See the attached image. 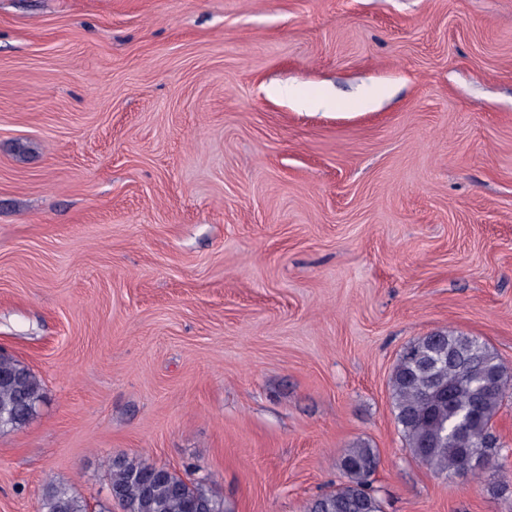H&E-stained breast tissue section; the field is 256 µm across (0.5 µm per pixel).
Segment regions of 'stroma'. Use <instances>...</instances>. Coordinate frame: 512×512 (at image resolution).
<instances>
[{
	"mask_svg": "<svg viewBox=\"0 0 512 512\" xmlns=\"http://www.w3.org/2000/svg\"><path fill=\"white\" fill-rule=\"evenodd\" d=\"M435 331L512 372V0H0V512L117 455L304 512L360 444L384 512H512V392L496 474L404 446ZM42 390L41 381L29 368L12 357L0 356V432L25 427L37 413Z\"/></svg>",
	"mask_w": 512,
	"mask_h": 512,
	"instance_id": "1",
	"label": "stroma"
}]
</instances>
